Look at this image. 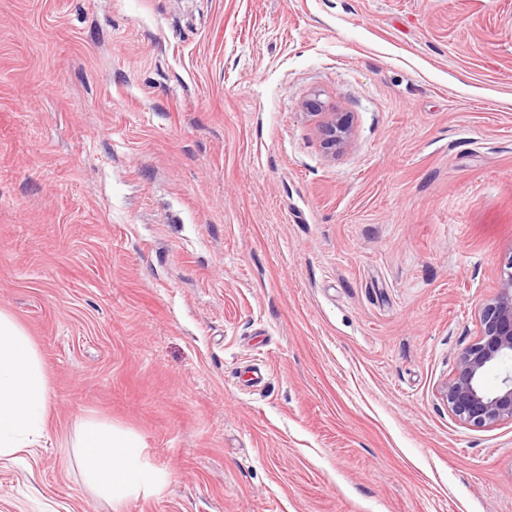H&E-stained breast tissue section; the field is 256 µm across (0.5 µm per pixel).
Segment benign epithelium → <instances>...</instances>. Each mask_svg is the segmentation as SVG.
<instances>
[{
  "instance_id": "obj_1",
  "label": "benign epithelium",
  "mask_w": 512,
  "mask_h": 512,
  "mask_svg": "<svg viewBox=\"0 0 512 512\" xmlns=\"http://www.w3.org/2000/svg\"><path fill=\"white\" fill-rule=\"evenodd\" d=\"M321 135L328 149L349 140L348 127L336 113H326ZM512 358V257L497 292L483 303L477 338L458 356L455 374L439 389L443 404L465 425L488 428L512 422V372L496 388L486 385L487 373Z\"/></svg>"
}]
</instances>
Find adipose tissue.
<instances>
[{
    "label": "adipose tissue",
    "mask_w": 512,
    "mask_h": 512,
    "mask_svg": "<svg viewBox=\"0 0 512 512\" xmlns=\"http://www.w3.org/2000/svg\"><path fill=\"white\" fill-rule=\"evenodd\" d=\"M47 379L37 348L23 327L0 311V461L19 452L37 456L48 436ZM74 463L88 487L111 503L150 495L165 476L145 459L140 442L98 423L80 433Z\"/></svg>",
    "instance_id": "1"
}]
</instances>
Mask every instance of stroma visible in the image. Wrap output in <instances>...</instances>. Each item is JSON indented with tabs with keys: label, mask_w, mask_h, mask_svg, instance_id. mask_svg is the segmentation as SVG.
<instances>
[{
	"label": "stroma",
	"mask_w": 512,
	"mask_h": 512,
	"mask_svg": "<svg viewBox=\"0 0 512 512\" xmlns=\"http://www.w3.org/2000/svg\"><path fill=\"white\" fill-rule=\"evenodd\" d=\"M511 258L512 0H0V309L50 399L0 512H512V423L437 394ZM90 421L161 488L94 496ZM321 135L325 145L330 150H336V147H343L349 140L350 133L348 127L338 118L335 112H327L325 120L321 125Z\"/></svg>",
	"instance_id": "obj_1"
}]
</instances>
